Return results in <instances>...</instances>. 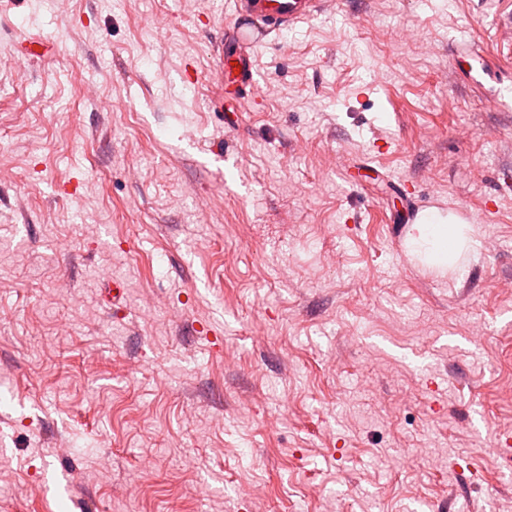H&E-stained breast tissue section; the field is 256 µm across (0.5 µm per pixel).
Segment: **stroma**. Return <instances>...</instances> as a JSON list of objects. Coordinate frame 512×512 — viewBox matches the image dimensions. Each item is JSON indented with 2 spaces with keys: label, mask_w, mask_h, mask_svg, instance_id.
<instances>
[{
  "label": "stroma",
  "mask_w": 512,
  "mask_h": 512,
  "mask_svg": "<svg viewBox=\"0 0 512 512\" xmlns=\"http://www.w3.org/2000/svg\"><path fill=\"white\" fill-rule=\"evenodd\" d=\"M229 2L0 0V512H512L497 0H333L245 89ZM424 224H417L418 236L411 242L416 252L424 255L425 261L434 267L446 269L452 249L468 246L474 248L476 240L467 235L468 224L454 223L451 218H442L431 213L424 217Z\"/></svg>",
  "instance_id": "stroma-1"
}]
</instances>
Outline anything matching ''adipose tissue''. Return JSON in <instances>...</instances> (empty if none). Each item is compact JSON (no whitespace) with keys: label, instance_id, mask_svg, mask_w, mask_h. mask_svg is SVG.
Returning <instances> with one entry per match:
<instances>
[{"label":"adipose tissue","instance_id":"1","mask_svg":"<svg viewBox=\"0 0 512 512\" xmlns=\"http://www.w3.org/2000/svg\"><path fill=\"white\" fill-rule=\"evenodd\" d=\"M464 224H450L439 214L424 217L418 235L411 242L416 252L422 253L426 262L437 268H447L452 249L475 247L476 242L467 234Z\"/></svg>","mask_w":512,"mask_h":512}]
</instances>
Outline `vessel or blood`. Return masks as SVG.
<instances>
[{
    "mask_svg": "<svg viewBox=\"0 0 512 512\" xmlns=\"http://www.w3.org/2000/svg\"><path fill=\"white\" fill-rule=\"evenodd\" d=\"M324 5L325 0H233L231 23L213 47L217 73L236 70L240 84L255 86L252 47L321 14Z\"/></svg>",
    "mask_w": 512,
    "mask_h": 512,
    "instance_id": "vessel-or-blood-1",
    "label": "vessel or blood"
}]
</instances>
